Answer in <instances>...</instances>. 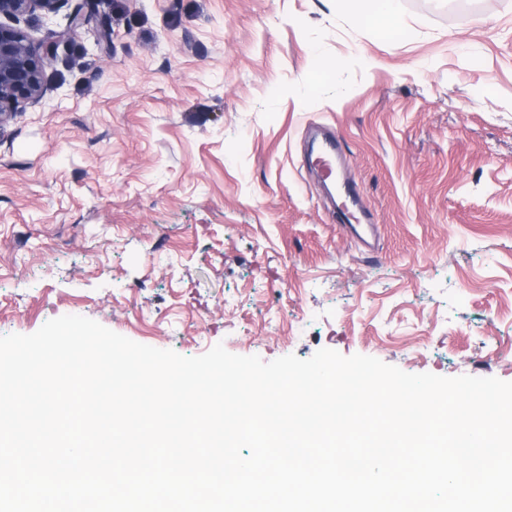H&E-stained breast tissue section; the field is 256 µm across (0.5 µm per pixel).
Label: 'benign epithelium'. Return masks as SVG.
I'll list each match as a JSON object with an SVG mask.
<instances>
[{"instance_id": "7a95c632", "label": "benign epithelium", "mask_w": 512, "mask_h": 512, "mask_svg": "<svg viewBox=\"0 0 512 512\" xmlns=\"http://www.w3.org/2000/svg\"><path fill=\"white\" fill-rule=\"evenodd\" d=\"M60 0H0V126L44 98L47 56L15 26L35 12L54 13Z\"/></svg>"}]
</instances>
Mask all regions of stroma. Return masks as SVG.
I'll use <instances>...</instances> for the list:
<instances>
[{
    "label": "stroma",
    "instance_id": "obj_1",
    "mask_svg": "<svg viewBox=\"0 0 512 512\" xmlns=\"http://www.w3.org/2000/svg\"><path fill=\"white\" fill-rule=\"evenodd\" d=\"M82 6L20 22L48 91L0 127V336L79 315L186 357L512 382V0H395L390 37L344 0H95L64 37ZM312 124L374 249L306 171ZM342 152L341 140L336 136V133L332 129L326 128V130L322 132V143L318 151L319 156L317 157L325 159L332 167V164H336V161L340 158ZM341 188L351 207L355 208L358 213V223L339 224V226L351 235L365 241V236L370 235L375 229V217L371 211H367L360 207L359 192L349 180L345 179Z\"/></svg>",
    "mask_w": 512,
    "mask_h": 512
}]
</instances>
